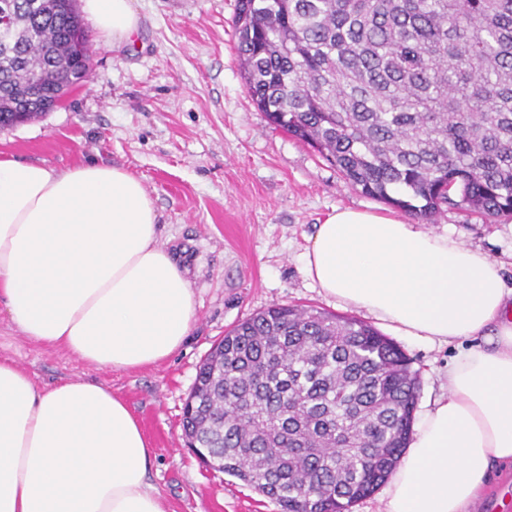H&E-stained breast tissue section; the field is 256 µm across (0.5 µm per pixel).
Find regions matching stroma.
Wrapping results in <instances>:
<instances>
[{"mask_svg":"<svg viewBox=\"0 0 512 512\" xmlns=\"http://www.w3.org/2000/svg\"><path fill=\"white\" fill-rule=\"evenodd\" d=\"M237 0H133L132 43L90 32L92 71L49 112L0 130V154L63 169L86 161L140 177L160 242L183 264L196 322L166 361L137 371L89 366L27 339L0 312V357L38 386L82 379L108 387L140 421L154 451L151 479L172 512H278L238 479L203 465L182 437L197 369L225 331L269 305L343 308L304 275L301 255L315 224L337 207L384 211L317 151L270 125L241 76ZM435 230L481 247L512 286V214L441 206ZM396 344L418 373L417 410L446 391L454 349L403 336ZM470 512H512V467L493 468Z\"/></svg>","mask_w":512,"mask_h":512,"instance_id":"stroma-1","label":"stroma"}]
</instances>
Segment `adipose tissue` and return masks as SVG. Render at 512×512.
<instances>
[{
    "label": "adipose tissue",
    "mask_w": 512,
    "mask_h": 512,
    "mask_svg": "<svg viewBox=\"0 0 512 512\" xmlns=\"http://www.w3.org/2000/svg\"><path fill=\"white\" fill-rule=\"evenodd\" d=\"M99 37L130 41L132 0H81ZM154 202L127 169L0 158V307L33 342L130 371L177 352L194 293L159 244ZM302 269L320 293L398 335L457 344L447 392L421 415L385 512H469L512 461V288L480 247L391 213L336 208ZM153 450L126 403L72 379L39 387L0 359V512H167Z\"/></svg>",
    "instance_id": "1"
}]
</instances>
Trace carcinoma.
Returning <instances> with one entry per match:
<instances>
[{
	"mask_svg": "<svg viewBox=\"0 0 512 512\" xmlns=\"http://www.w3.org/2000/svg\"><path fill=\"white\" fill-rule=\"evenodd\" d=\"M1 13L4 129L84 82L92 50L75 0ZM236 33L253 103L362 193L426 221L512 214V0H238ZM416 393L371 325L275 304L200 364L182 426L280 512H348L396 469Z\"/></svg>",
	"mask_w": 512,
	"mask_h": 512,
	"instance_id": "1",
	"label": "carcinoma"
}]
</instances>
